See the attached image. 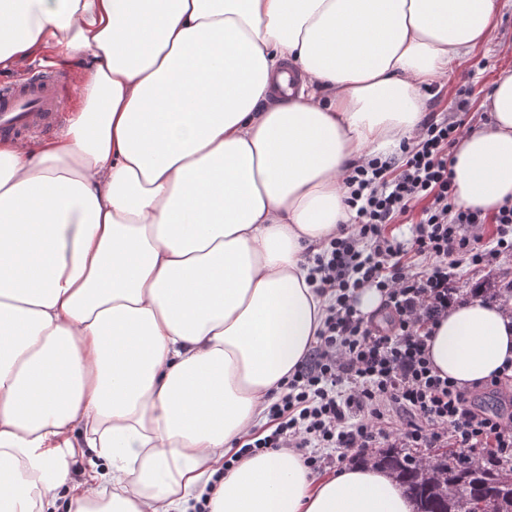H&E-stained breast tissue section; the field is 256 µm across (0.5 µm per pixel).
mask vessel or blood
Here are the masks:
<instances>
[{"mask_svg":"<svg viewBox=\"0 0 512 512\" xmlns=\"http://www.w3.org/2000/svg\"><path fill=\"white\" fill-rule=\"evenodd\" d=\"M71 84L67 74L38 66L0 83V138L44 135L57 125Z\"/></svg>","mask_w":512,"mask_h":512,"instance_id":"1","label":"vessel or blood"}]
</instances>
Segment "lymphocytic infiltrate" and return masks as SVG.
<instances>
[{
	"label": "lymphocytic infiltrate",
	"mask_w": 512,
	"mask_h": 512,
	"mask_svg": "<svg viewBox=\"0 0 512 512\" xmlns=\"http://www.w3.org/2000/svg\"><path fill=\"white\" fill-rule=\"evenodd\" d=\"M468 95L460 87L449 112L427 114L398 153L345 177L350 221L310 257L312 281L330 299L323 326L241 454L290 448L315 473L383 444L451 446L467 463L512 461V368L465 388L443 377L428 351L458 261L477 268L512 254L511 201L490 215L455 204L452 153L469 123ZM408 218L415 227L404 242L395 226ZM363 288L380 292L388 328L356 309ZM486 390L500 395L497 410L478 404Z\"/></svg>",
	"instance_id": "obj_1"
}]
</instances>
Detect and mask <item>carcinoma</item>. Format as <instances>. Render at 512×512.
I'll list each match as a JSON object with an SVG mask.
<instances>
[{"mask_svg": "<svg viewBox=\"0 0 512 512\" xmlns=\"http://www.w3.org/2000/svg\"><path fill=\"white\" fill-rule=\"evenodd\" d=\"M460 452L439 448L433 460L416 463L395 448L376 457L402 484L415 512H512V463L461 465Z\"/></svg>", "mask_w": 512, "mask_h": 512, "instance_id": "carcinoma-1", "label": "carcinoma"}]
</instances>
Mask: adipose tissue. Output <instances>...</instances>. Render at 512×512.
Here are the masks:
<instances>
[{
  "instance_id": "obj_1",
  "label": "adipose tissue",
  "mask_w": 512,
  "mask_h": 512,
  "mask_svg": "<svg viewBox=\"0 0 512 512\" xmlns=\"http://www.w3.org/2000/svg\"><path fill=\"white\" fill-rule=\"evenodd\" d=\"M499 0H0V72L55 51L76 107L0 140V512H413L369 464L225 466L316 341L306 249L344 177L418 135ZM298 90L286 91L289 71ZM465 132L458 205L512 199V69ZM442 375L512 361V303L449 305ZM89 465L75 473L78 459Z\"/></svg>"
}]
</instances>
